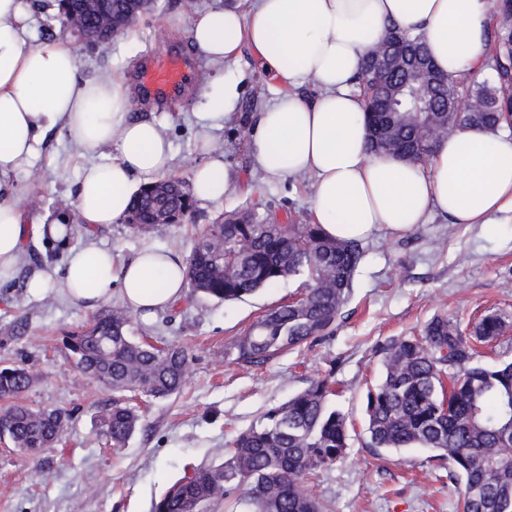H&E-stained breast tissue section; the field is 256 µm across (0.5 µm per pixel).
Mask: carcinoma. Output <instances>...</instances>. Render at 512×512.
Segmentation results:
<instances>
[{"label": "carcinoma", "instance_id": "cac0c4a2", "mask_svg": "<svg viewBox=\"0 0 512 512\" xmlns=\"http://www.w3.org/2000/svg\"><path fill=\"white\" fill-rule=\"evenodd\" d=\"M136 8L132 0H59L66 20L79 15L114 38L123 30L108 26ZM408 49L409 59L425 68L434 83L424 90L428 111L408 112L411 99L386 100L383 111L368 116L370 148L419 160L462 128L496 130L512 113V78L499 60L512 61V5L501 0L487 23V72L482 78H452L439 72L421 37L391 28ZM158 204L153 186L133 195L128 215L141 220L130 228L147 235ZM365 251L357 240H339L319 224H280L272 204L264 212L251 202L224 213L197 239L187 261L189 287L220 301L240 300L290 277H305V289L259 317L230 348L245 364H261L284 351L322 341L336 331L355 271ZM506 316L490 312L471 335L445 315L433 316L418 336L392 338L378 347L382 371L366 391L364 412L373 448H430L448 461L462 481L460 512H512V361L488 364L477 343L498 340ZM126 308L103 309L93 323L65 336L67 349L82 370L114 393L167 398L182 388L189 353L181 346H157L134 336ZM330 368L287 403L268 409L260 421L224 448V462L204 465L153 501L151 512H322L309 490L316 473L347 452L346 415L335 405ZM32 385L19 365L0 368V396L16 400L0 414L14 446L38 457L59 441L64 413L17 401ZM140 416L117 399L104 415L106 435L119 449L136 432Z\"/></svg>", "mask_w": 512, "mask_h": 512}]
</instances>
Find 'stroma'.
Wrapping results in <instances>:
<instances>
[{
    "mask_svg": "<svg viewBox=\"0 0 512 512\" xmlns=\"http://www.w3.org/2000/svg\"><path fill=\"white\" fill-rule=\"evenodd\" d=\"M221 2L154 0L152 10L133 25L134 40L121 36L102 47L76 43L83 60L80 76L124 69L136 79L150 59L176 54L193 66L194 82H202L212 67L193 53L187 22ZM223 73L225 80L238 82L241 93L234 118L212 130L210 139L239 173L242 191L218 206L194 203L186 223L162 224L145 236L121 223L92 237L76 230L70 245L92 239L124 256L155 246L186 257L196 237L220 215L251 200L272 203L279 222L308 223L312 178L267 184L251 164L248 119L272 99L266 77L246 52ZM209 109L206 95L188 90L163 111L149 98L135 96L131 112L164 129L173 149L170 174L186 180L200 156L196 115ZM76 152L65 135L46 133L30 174L43 188L24 201V208L52 217L58 207L71 205L79 178ZM500 220L490 234L480 225L439 217L400 236L377 232L362 243L365 256L335 335L259 365L238 361L228 351L230 343L269 309L297 298L303 278L230 302L185 297L151 319L136 318L138 334L183 347L191 362L178 394L162 400L131 397L141 422L117 452L103 425L115 395L75 366L64 341L66 333L89 324L94 312L73 305L63 293V248L35 245L12 276L0 277V366L20 365L32 374L21 402L63 409L70 417L55 449L39 458L10 440L0 441V512H151L152 501L186 470L221 463L226 441L328 374L340 391L336 406L352 424L346 458L320 471L312 486L324 512H457L461 483L433 451L370 447L363 396L382 369L379 345L419 333L434 315L447 314L463 326L490 311L512 319V216ZM36 269L56 283L42 299L30 297L26 288Z\"/></svg>",
    "mask_w": 512,
    "mask_h": 512,
    "instance_id": "35a3bbf8",
    "label": "stroma"
}]
</instances>
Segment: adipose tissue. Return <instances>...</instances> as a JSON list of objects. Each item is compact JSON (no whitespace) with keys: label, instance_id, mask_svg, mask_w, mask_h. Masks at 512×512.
<instances>
[{"label":"adipose tissue","instance_id":"1","mask_svg":"<svg viewBox=\"0 0 512 512\" xmlns=\"http://www.w3.org/2000/svg\"><path fill=\"white\" fill-rule=\"evenodd\" d=\"M489 7L490 0H238L196 12L188 32L194 52L212 64L247 49L271 75L276 96L257 115L253 167L267 183L312 176L311 219L328 236L363 240L382 228L403 235L435 216L491 232L500 214L512 213V133L461 129L423 161L373 155L356 87L364 56L390 25L420 35L449 76L476 74ZM29 20L21 0H0V187L15 186L19 196L0 203V275L12 272L26 242H57L67 247L63 286L72 304L94 308L116 294L145 316L169 308L187 288L179 254L146 247L123 257L93 242H67L74 225L96 231L124 220L137 188L168 174L171 143L154 121L130 117L124 71L80 79L70 42L32 43ZM309 83L317 90L310 98L302 92ZM207 95L213 109L198 117L204 131L231 115L239 87L218 77ZM53 129L84 159L76 214L31 220L20 200L42 185L14 178ZM109 147L114 155L95 161ZM201 151L191 194L223 203L242 184L209 141Z\"/></svg>","mask_w":512,"mask_h":512}]
</instances>
